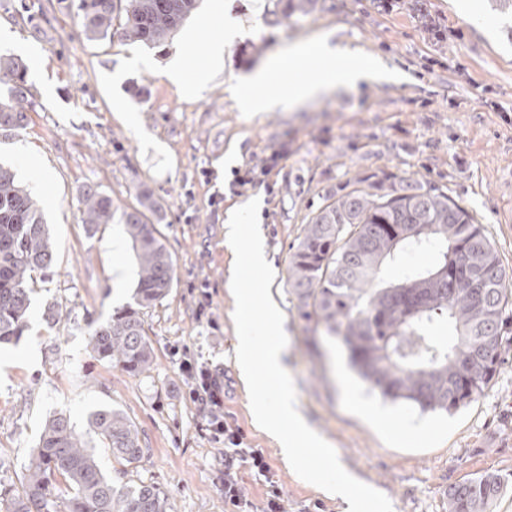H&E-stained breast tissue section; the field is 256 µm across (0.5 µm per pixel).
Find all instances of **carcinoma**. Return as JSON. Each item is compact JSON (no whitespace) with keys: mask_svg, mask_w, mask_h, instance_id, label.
<instances>
[{"mask_svg":"<svg viewBox=\"0 0 512 512\" xmlns=\"http://www.w3.org/2000/svg\"><path fill=\"white\" fill-rule=\"evenodd\" d=\"M75 8L91 40L119 37L160 48L196 0H57ZM318 0H276V20L309 15ZM28 66L0 56V131L25 119ZM82 223L94 232L113 220L125 226L139 271L134 303L95 324L94 356L131 375L151 371L153 345L143 310L172 288L174 268L150 216L161 205L144 189L137 205L118 210L112 198L87 185ZM410 252L433 255L396 284L377 280L381 267ZM54 263V248L37 201L16 172L0 164V344L28 328L34 284ZM484 228L441 188L401 177L386 184L358 177L325 199L305 225L291 256L288 285L300 316L342 337L352 365L380 393L422 411L456 410L482 394L512 358V288ZM93 434L112 455L132 465L144 448L135 423L102 407L90 416ZM71 489L58 501L57 486ZM508 480L484 473L448 487V512H490ZM0 512H169L154 484H117L106 476L70 418L43 425L17 491L0 490Z\"/></svg>","mask_w":512,"mask_h":512,"instance_id":"1","label":"carcinoma"}]
</instances>
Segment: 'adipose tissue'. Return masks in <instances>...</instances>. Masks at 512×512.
Instances as JSON below:
<instances>
[{
    "label": "adipose tissue",
    "instance_id": "1",
    "mask_svg": "<svg viewBox=\"0 0 512 512\" xmlns=\"http://www.w3.org/2000/svg\"><path fill=\"white\" fill-rule=\"evenodd\" d=\"M311 58L316 59V67H307ZM389 75L380 59L331 45L324 36L296 45L265 67L236 77L230 89L242 110L253 117L278 107L286 97L301 105L334 90H358L360 84Z\"/></svg>",
    "mask_w": 512,
    "mask_h": 512
}]
</instances>
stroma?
I'll list each match as a JSON object with an SVG mask.
<instances>
[{
  "label": "stroma",
  "mask_w": 512,
  "mask_h": 512,
  "mask_svg": "<svg viewBox=\"0 0 512 512\" xmlns=\"http://www.w3.org/2000/svg\"><path fill=\"white\" fill-rule=\"evenodd\" d=\"M320 0L309 16L266 22L275 0H198L164 50L82 33L57 0H0V54L28 66L33 102L23 129L0 137L11 165L37 199L55 247L37 282L29 328L0 346V488L19 490L45 421L62 413L78 433L110 406L137 426L145 454L128 466L95 443L102 471L122 483H153L171 512H224V446L188 396L180 363L191 355L224 380V411L262 449L287 512H343L344 505L303 481L278 443L253 421L234 363V256L224 222L234 205L259 199V226L275 273L272 293L285 319V362L300 410L337 451L344 468L385 494L393 512H447L452 483L484 472L512 479V363L485 391L451 413H423L382 398L349 366L339 342L311 333L288 286V267L305 225L326 196L354 176L411 177L447 191L481 224L512 269V11L495 0ZM437 16L441 38L424 31L420 7ZM214 12L201 28L198 14ZM248 34L233 40L224 71L195 96L168 76L177 56L202 67L193 48L224 38L223 15ZM329 36L382 56L393 80L334 92L297 106L282 102L249 120L225 90L227 73L246 75L289 45ZM253 182L233 186L234 172ZM98 186L115 205H136L142 188L163 203L154 222L169 251L168 295L145 309L154 367L134 376L98 360L91 324L130 302L138 267L121 224L88 236L80 193ZM59 308L47 327L43 310ZM379 406L407 425L431 423L428 439L389 438L355 410Z\"/></svg>",
  "instance_id": "obj_1"
}]
</instances>
